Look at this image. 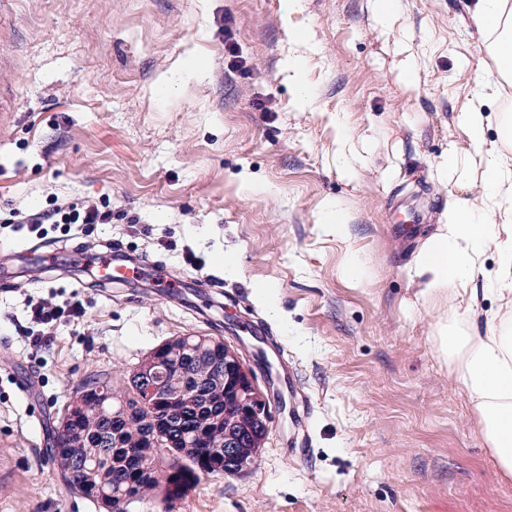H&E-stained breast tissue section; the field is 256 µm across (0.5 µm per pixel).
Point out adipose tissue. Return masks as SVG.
<instances>
[{"mask_svg": "<svg viewBox=\"0 0 512 512\" xmlns=\"http://www.w3.org/2000/svg\"><path fill=\"white\" fill-rule=\"evenodd\" d=\"M473 21L494 37L490 50L503 65L500 78L511 77L512 0H479ZM490 251L497 257L491 271L484 267ZM418 273L425 281L417 296L435 309L450 298L471 309L479 277L500 301L499 310L486 314L484 333L462 336L443 324L434 345L452 362L501 473L512 476V154L487 152L480 194L449 202L447 224L419 250Z\"/></svg>", "mask_w": 512, "mask_h": 512, "instance_id": "1", "label": "adipose tissue"}]
</instances>
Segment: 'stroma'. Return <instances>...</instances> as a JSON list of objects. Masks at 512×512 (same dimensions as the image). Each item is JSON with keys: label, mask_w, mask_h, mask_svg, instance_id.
I'll use <instances>...</instances> for the list:
<instances>
[{"label": "stroma", "mask_w": 512, "mask_h": 512, "mask_svg": "<svg viewBox=\"0 0 512 512\" xmlns=\"http://www.w3.org/2000/svg\"><path fill=\"white\" fill-rule=\"evenodd\" d=\"M379 2L0 0V512H99L48 452L62 409L88 375L122 387L187 333L238 348L261 384L265 349L271 375H295V416L271 406L247 471L128 512H512L415 271L449 196L481 187L457 115L498 64L478 0ZM54 198L109 203L112 221L9 224ZM410 208L425 223L406 224ZM112 250L154 262L148 286L85 271ZM31 299L84 314L37 347L15 327Z\"/></svg>", "instance_id": "obj_1"}]
</instances>
